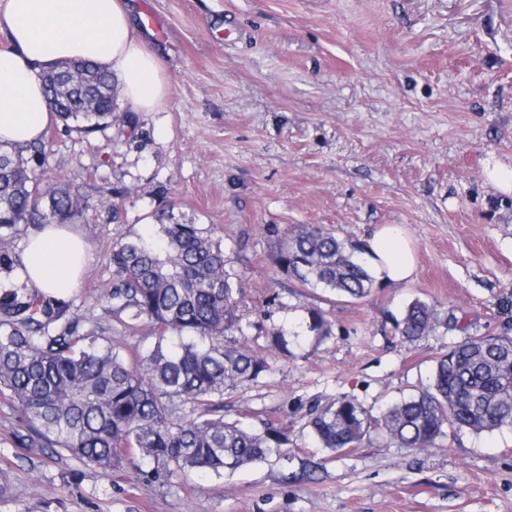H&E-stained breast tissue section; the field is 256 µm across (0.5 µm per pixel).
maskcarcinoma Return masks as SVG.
Listing matches in <instances>:
<instances>
[{"mask_svg":"<svg viewBox=\"0 0 512 512\" xmlns=\"http://www.w3.org/2000/svg\"><path fill=\"white\" fill-rule=\"evenodd\" d=\"M58 118L90 133L112 122V73L90 63H61L45 77ZM27 146L0 143V270L21 267L13 251L19 226L49 197L45 214L62 224L85 208L78 192L40 188ZM363 246L318 225L287 230L273 257L277 271L312 288L362 299L374 284ZM112 316L130 329L157 328L148 354L129 357L97 343L73 303L23 288L0 289V398L15 411L17 448L60 452L103 471L138 456L156 468L221 475L289 459L288 433L224 418V396L266 374L267 360L242 333L241 278L224 268V250L193 222L159 225L155 242L120 239L112 246ZM439 324L434 305L416 299L396 321L407 341ZM320 447L357 448L370 435L367 410L342 397L311 413ZM512 427V336L467 337L439 357L430 386L391 405L378 422L386 443L428 450L451 433Z\"/></svg>","mask_w":512,"mask_h":512,"instance_id":"cac0c4a2","label":"carcinoma"}]
</instances>
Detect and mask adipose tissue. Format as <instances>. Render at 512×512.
Returning <instances> with one entry per match:
<instances>
[{
	"label": "adipose tissue",
	"mask_w": 512,
	"mask_h": 512,
	"mask_svg": "<svg viewBox=\"0 0 512 512\" xmlns=\"http://www.w3.org/2000/svg\"><path fill=\"white\" fill-rule=\"evenodd\" d=\"M0 141L18 145L41 139L52 115L43 75L58 62L82 59L108 67L121 96L144 112L163 107L167 89L159 61L137 34L122 0H0ZM85 242L57 224L34 230L22 255V279L36 292L58 298L78 288ZM372 275L383 283L412 280L417 261L397 226L376 227L365 242Z\"/></svg>",
	"instance_id": "1"
}]
</instances>
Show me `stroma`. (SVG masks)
Segmentation results:
<instances>
[{"label":"stroma","mask_w":512,"mask_h":512,"mask_svg":"<svg viewBox=\"0 0 512 512\" xmlns=\"http://www.w3.org/2000/svg\"><path fill=\"white\" fill-rule=\"evenodd\" d=\"M159 58L164 107L120 99L85 135L49 123L29 153L43 183L87 205L89 246L73 309L103 343L146 351L155 329L113 318L112 245L168 220L213 230L241 277L242 328L270 372L225 396L224 416L285 428L291 466L150 478L136 460L104 472L68 455L15 448L0 400V512H512V428L461 431L422 452L373 438L332 453L309 414L339 397L371 419L418 393L466 335L512 329V193L490 159L512 161V0H129ZM163 26L155 31L148 15ZM314 224L364 242L400 226L418 261L409 282L351 300L278 275L279 231ZM422 300L463 317L412 342L393 318ZM330 333L308 332L311 310ZM282 330L288 353L271 348ZM71 487H64V480Z\"/></svg>","instance_id":"35a3bbf8"}]
</instances>
